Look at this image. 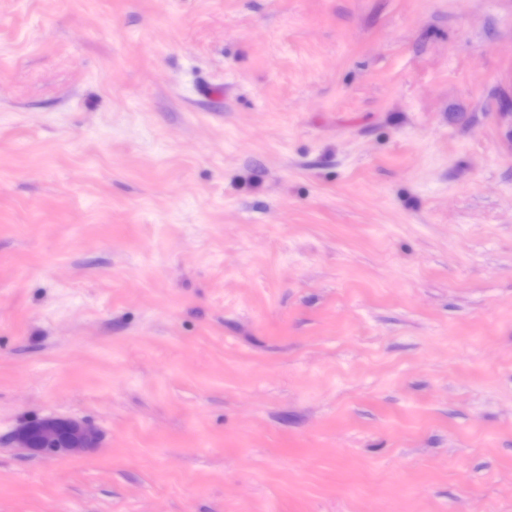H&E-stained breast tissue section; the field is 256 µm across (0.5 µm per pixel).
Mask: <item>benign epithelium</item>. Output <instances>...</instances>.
<instances>
[{"label": "benign epithelium", "mask_w": 512, "mask_h": 512, "mask_svg": "<svg viewBox=\"0 0 512 512\" xmlns=\"http://www.w3.org/2000/svg\"><path fill=\"white\" fill-rule=\"evenodd\" d=\"M14 447L33 457L79 456L98 444L99 433L87 423L56 417L27 420L11 436Z\"/></svg>", "instance_id": "1"}]
</instances>
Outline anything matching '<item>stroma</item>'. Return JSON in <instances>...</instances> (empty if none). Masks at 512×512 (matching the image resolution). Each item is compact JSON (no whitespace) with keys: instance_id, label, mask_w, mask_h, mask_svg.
Returning <instances> with one entry per match:
<instances>
[{"instance_id":"1","label":"stroma","mask_w":512,"mask_h":512,"mask_svg":"<svg viewBox=\"0 0 512 512\" xmlns=\"http://www.w3.org/2000/svg\"><path fill=\"white\" fill-rule=\"evenodd\" d=\"M511 106L512 0H0V512H512ZM15 448L33 457L82 455L98 444L99 433L87 423L56 417L27 420L11 436Z\"/></svg>"}]
</instances>
